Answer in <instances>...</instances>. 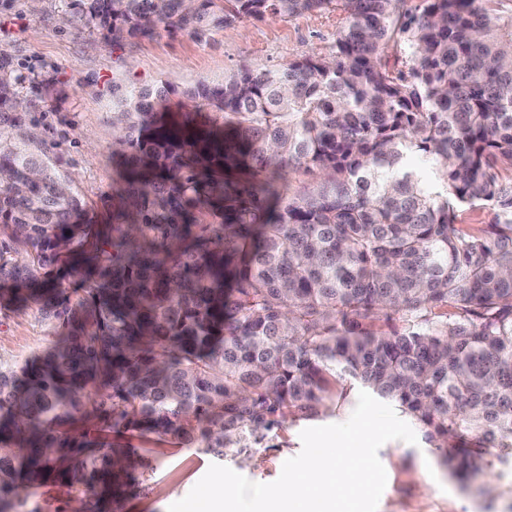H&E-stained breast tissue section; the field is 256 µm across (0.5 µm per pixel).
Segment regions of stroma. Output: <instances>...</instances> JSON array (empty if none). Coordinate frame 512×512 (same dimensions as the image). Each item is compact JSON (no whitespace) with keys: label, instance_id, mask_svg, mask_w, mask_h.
Wrapping results in <instances>:
<instances>
[{"label":"stroma","instance_id":"obj_1","mask_svg":"<svg viewBox=\"0 0 512 512\" xmlns=\"http://www.w3.org/2000/svg\"><path fill=\"white\" fill-rule=\"evenodd\" d=\"M63 0H0V53L16 64L18 96L46 128L81 195L91 223L112 221V84L168 80L178 89L219 81L244 65L270 69L311 53L330 54L342 19L337 12L248 20L202 41L157 31L113 45L93 30L63 23ZM51 334L36 308L0 311V359L16 361L45 348ZM351 389L333 411L287 419L268 432L249 460L228 456L224 466L257 483L278 479L284 462L302 449L301 432L346 421L358 399ZM125 445L149 461L136 471L121 512H168L214 464L213 456L182 447L170 435H126ZM379 458L387 484L377 512H512V477L495 479L492 491L458 481L426 440H392ZM85 495L48 485L29 498V512H85Z\"/></svg>","mask_w":512,"mask_h":512}]
</instances>
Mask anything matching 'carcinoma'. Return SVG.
<instances>
[{"instance_id":"1","label":"carcinoma","mask_w":512,"mask_h":512,"mask_svg":"<svg viewBox=\"0 0 512 512\" xmlns=\"http://www.w3.org/2000/svg\"><path fill=\"white\" fill-rule=\"evenodd\" d=\"M491 0H69L112 44L336 10L332 54L181 92L112 87L114 223L97 229L0 54V310L51 344L0 360V512L49 483L105 512L147 468L104 436L222 458L348 377L464 479L512 473V16ZM400 46L394 64L390 44ZM425 154L438 181L406 164ZM316 169L283 199L275 178ZM491 205L492 224L457 223ZM398 316V330L377 325Z\"/></svg>"}]
</instances>
